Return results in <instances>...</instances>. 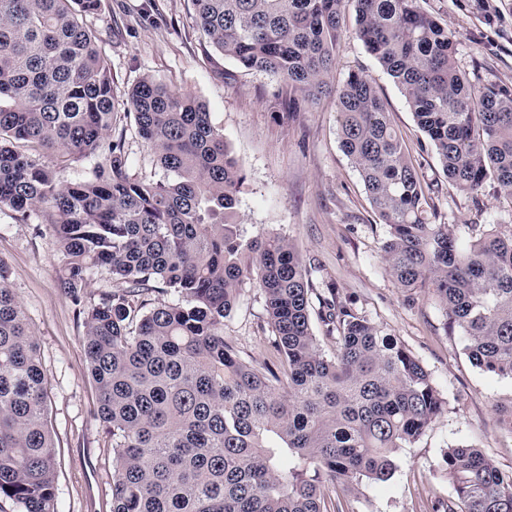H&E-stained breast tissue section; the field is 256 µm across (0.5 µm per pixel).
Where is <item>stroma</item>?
<instances>
[{
	"label": "stroma",
	"mask_w": 512,
	"mask_h": 512,
	"mask_svg": "<svg viewBox=\"0 0 512 512\" xmlns=\"http://www.w3.org/2000/svg\"><path fill=\"white\" fill-rule=\"evenodd\" d=\"M420 0L456 40L455 63L475 84L512 87V0ZM85 23L105 52L117 93L145 75L195 96L237 159L244 175L239 211L249 235L287 237L311 271L315 288H335L360 313L391 333L428 370L443 412L410 447L383 484L360 481L341 494L345 512H447L454 493L446 475L448 448L480 449L512 472V379L484 372L450 333L443 307L427 292L410 294L386 272L380 246L386 234L362 179L343 152L334 95L296 100L285 84L244 71L208 47L190 0H101ZM354 9L342 15L335 78L356 72L377 87L409 155L430 183L438 221L468 241L475 224H511L512 200L486 184L477 195L448 182L392 78L355 35ZM132 174L163 177L132 115L117 111ZM0 261L26 314L47 378L50 431L57 449V512H112V439L94 412L97 390L88 373L84 318L59 287V257L49 218L27 222L0 209ZM260 289H245L224 322V338L260 367L278 364L268 343Z\"/></svg>",
	"instance_id": "35a3bbf8"
}]
</instances>
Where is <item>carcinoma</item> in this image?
Returning a JSON list of instances; mask_svg holds the SVG:
<instances>
[{"label":"carcinoma","instance_id":"carcinoma-1","mask_svg":"<svg viewBox=\"0 0 512 512\" xmlns=\"http://www.w3.org/2000/svg\"><path fill=\"white\" fill-rule=\"evenodd\" d=\"M100 0H0V208L51 217L59 286L84 315L82 344L112 435V512H341L326 495L386 483L396 455L441 414L430 373L336 289L318 292L284 236L247 237L244 183L195 97L147 75L123 101L83 17ZM401 89L457 190L512 198V88L477 87L454 36L420 0H192L206 43L302 96L335 95L341 146L387 231L381 260L442 304L473 363L512 378V224L462 244L436 223L429 185L373 83H332L341 12ZM164 178L130 172L118 105ZM41 148L56 169L37 164ZM85 175L65 177L75 161ZM105 268L116 290L84 307ZM258 284L286 378L247 362L224 320ZM152 292L172 299L148 306ZM318 308L323 351L312 327ZM46 376L0 262V500L56 512ZM462 509L512 512V475L476 448L445 456Z\"/></svg>","mask_w":512,"mask_h":512}]
</instances>
